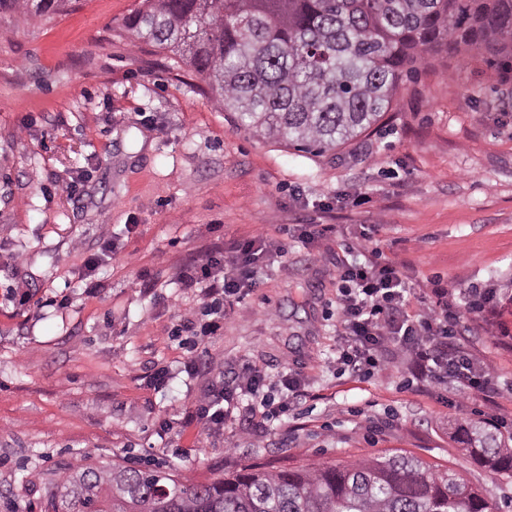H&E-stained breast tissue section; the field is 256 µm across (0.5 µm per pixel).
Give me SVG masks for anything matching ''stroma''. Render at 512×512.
Here are the masks:
<instances>
[{
	"instance_id": "35a3bbf8",
	"label": "stroma",
	"mask_w": 512,
	"mask_h": 512,
	"mask_svg": "<svg viewBox=\"0 0 512 512\" xmlns=\"http://www.w3.org/2000/svg\"><path fill=\"white\" fill-rule=\"evenodd\" d=\"M139 3L0 15V512H44L88 462L189 484L403 450L512 512V474L456 437L467 420L512 422V83L475 48L428 57L371 129L304 152L240 127L199 75L127 31ZM300 224L328 231L304 244ZM373 224L412 280L495 290L494 318H463L464 347L498 380L488 398L422 386L402 364L368 380L337 364L336 259ZM261 231L284 256L260 260L219 335L179 332L203 302L180 273ZM108 239L121 258L86 272ZM246 363L276 394L300 379L288 418L238 415L219 436L186 424Z\"/></svg>"
}]
</instances>
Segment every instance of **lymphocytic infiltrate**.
Here are the masks:
<instances>
[{
	"label": "lymphocytic infiltrate",
	"mask_w": 512,
	"mask_h": 512,
	"mask_svg": "<svg viewBox=\"0 0 512 512\" xmlns=\"http://www.w3.org/2000/svg\"><path fill=\"white\" fill-rule=\"evenodd\" d=\"M373 235L361 238L365 260H345L340 264L343 283L337 319L344 330L337 349L338 361L352 375L365 377L405 364L420 382L435 385L455 383L469 397H485L497 388V379L487 368H474L471 355L456 338L463 315L489 319L496 312L493 290L472 287L454 293L439 279L426 280L416 291L405 265L399 261L379 262ZM284 256L285 250L272 246L266 234L239 241L224 256L207 253L180 275L183 287L200 289L208 297L210 318L203 325L186 320V329H200L203 335L216 334L224 326L227 306L237 301L244 285L254 282L261 255ZM238 391L208 394L185 414L187 423L199 422L220 433L238 407H245L263 420H283L293 401L297 383L283 379L286 395L271 400L265 391L261 370L246 366L237 374Z\"/></svg>",
	"instance_id": "1"
}]
</instances>
